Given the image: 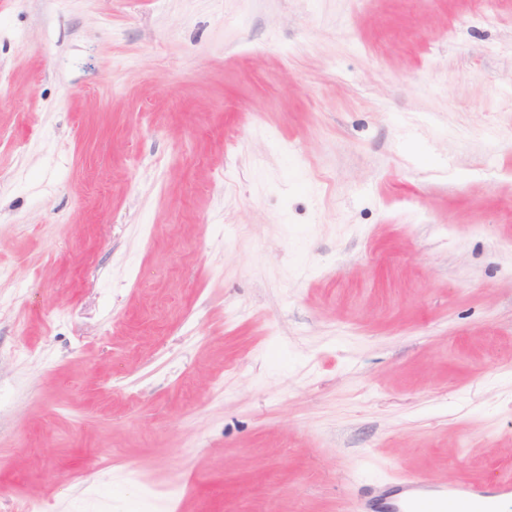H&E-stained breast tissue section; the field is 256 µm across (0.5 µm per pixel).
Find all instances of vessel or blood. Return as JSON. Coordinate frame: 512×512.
Segmentation results:
<instances>
[{"instance_id": "b4317fda", "label": "vessel or blood", "mask_w": 512, "mask_h": 512, "mask_svg": "<svg viewBox=\"0 0 512 512\" xmlns=\"http://www.w3.org/2000/svg\"><path fill=\"white\" fill-rule=\"evenodd\" d=\"M512 500V483L489 489L466 484L453 489H437L412 479L401 483L391 494L376 497L372 512H500L501 499Z\"/></svg>"}]
</instances>
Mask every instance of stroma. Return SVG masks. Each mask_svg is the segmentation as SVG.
I'll use <instances>...</instances> for the list:
<instances>
[{
  "mask_svg": "<svg viewBox=\"0 0 512 512\" xmlns=\"http://www.w3.org/2000/svg\"><path fill=\"white\" fill-rule=\"evenodd\" d=\"M0 79V512L512 476V0H0Z\"/></svg>",
  "mask_w": 512,
  "mask_h": 512,
  "instance_id": "obj_1",
  "label": "stroma"
}]
</instances>
